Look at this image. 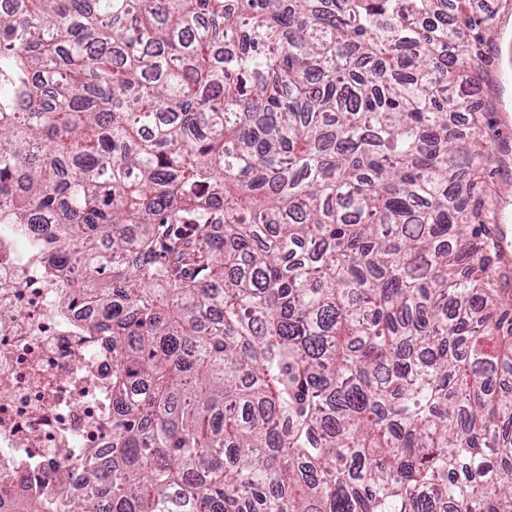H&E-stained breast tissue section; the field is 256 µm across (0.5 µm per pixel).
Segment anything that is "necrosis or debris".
Segmentation results:
<instances>
[{"label":"necrosis or debris","mask_w":512,"mask_h":512,"mask_svg":"<svg viewBox=\"0 0 512 512\" xmlns=\"http://www.w3.org/2000/svg\"><path fill=\"white\" fill-rule=\"evenodd\" d=\"M42 254L24 228L0 225V480L23 464L40 491L112 448V355L66 309L67 280Z\"/></svg>","instance_id":"1"}]
</instances>
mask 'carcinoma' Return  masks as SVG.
Segmentation results:
<instances>
[{"label": "carcinoma", "instance_id": "carcinoma-1", "mask_svg": "<svg viewBox=\"0 0 512 512\" xmlns=\"http://www.w3.org/2000/svg\"><path fill=\"white\" fill-rule=\"evenodd\" d=\"M471 0H15L0 224L112 348V453L9 512H512ZM466 113L471 126L451 117Z\"/></svg>", "mask_w": 512, "mask_h": 512}]
</instances>
